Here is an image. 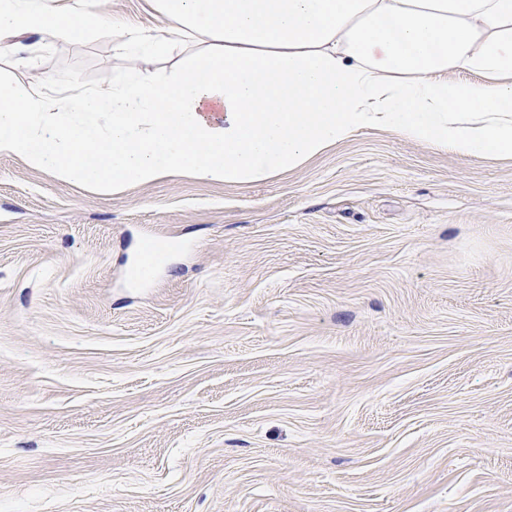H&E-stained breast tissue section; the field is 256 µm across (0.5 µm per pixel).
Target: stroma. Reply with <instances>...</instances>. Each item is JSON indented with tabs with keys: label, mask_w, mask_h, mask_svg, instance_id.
Returning a JSON list of instances; mask_svg holds the SVG:
<instances>
[{
	"label": "stroma",
	"mask_w": 512,
	"mask_h": 512,
	"mask_svg": "<svg viewBox=\"0 0 512 512\" xmlns=\"http://www.w3.org/2000/svg\"><path fill=\"white\" fill-rule=\"evenodd\" d=\"M84 3L0 80L98 87L160 23ZM0 512H512V159L365 130L102 195L0 154Z\"/></svg>",
	"instance_id": "obj_1"
}]
</instances>
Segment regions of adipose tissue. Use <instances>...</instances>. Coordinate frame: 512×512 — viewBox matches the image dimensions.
<instances>
[{
  "instance_id": "1",
  "label": "adipose tissue",
  "mask_w": 512,
  "mask_h": 512,
  "mask_svg": "<svg viewBox=\"0 0 512 512\" xmlns=\"http://www.w3.org/2000/svg\"><path fill=\"white\" fill-rule=\"evenodd\" d=\"M161 33L117 30L105 87L0 85V153L118 193L173 173L246 184L366 129L463 156L512 157V0H151ZM80 0H0V55L95 32ZM179 46L157 73L143 56ZM478 74L475 82L454 73Z\"/></svg>"
}]
</instances>
